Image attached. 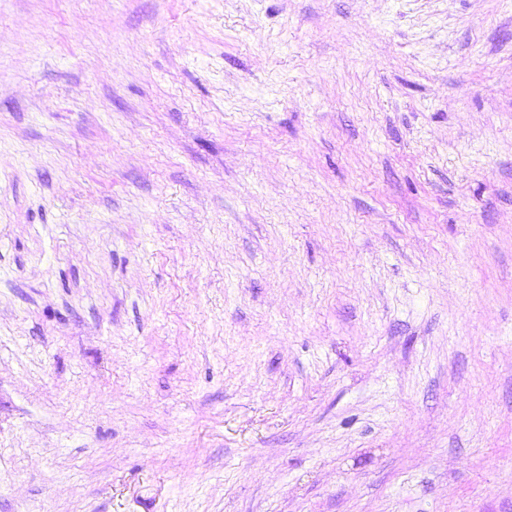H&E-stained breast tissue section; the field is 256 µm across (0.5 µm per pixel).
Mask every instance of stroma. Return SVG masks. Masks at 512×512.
I'll list each match as a JSON object with an SVG mask.
<instances>
[{"label":"stroma","mask_w":512,"mask_h":512,"mask_svg":"<svg viewBox=\"0 0 512 512\" xmlns=\"http://www.w3.org/2000/svg\"><path fill=\"white\" fill-rule=\"evenodd\" d=\"M0 512H512V0H0Z\"/></svg>","instance_id":"1"}]
</instances>
